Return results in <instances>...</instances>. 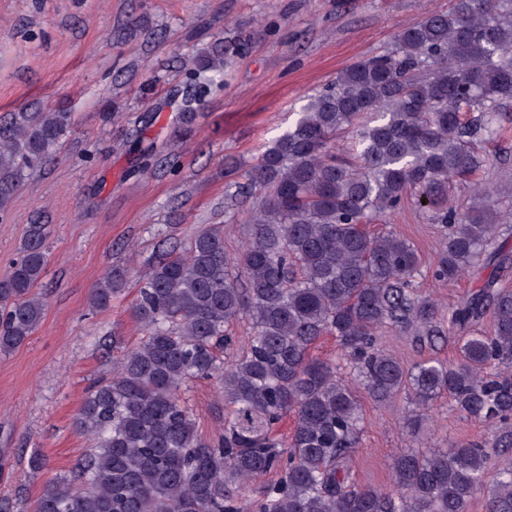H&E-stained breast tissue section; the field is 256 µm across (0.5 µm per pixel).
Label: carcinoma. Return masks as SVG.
Returning a JSON list of instances; mask_svg holds the SVG:
<instances>
[{"mask_svg":"<svg viewBox=\"0 0 512 512\" xmlns=\"http://www.w3.org/2000/svg\"><path fill=\"white\" fill-rule=\"evenodd\" d=\"M226 52L213 43L187 72L182 127ZM511 103L512 0H455L404 28L392 51L341 70L250 171L255 200L238 257L207 228L141 273L135 314L145 336L89 391L77 428L93 448L49 481L33 512H465L482 492L487 512H512V463L487 470L489 450L512 448V289L501 284L512 274V226L497 222L512 184L476 186L468 207L448 198L450 182L490 164L477 147L512 118ZM72 124L63 110L14 112L0 124V211L21 167L49 158ZM412 194L423 218L441 225L431 278L474 282L446 314L414 288V243L366 231ZM45 240L46 225H29L21 257L0 276V352L21 346L43 318L35 287ZM126 281L127 270H110L91 292L93 307L109 308ZM243 319L245 346L220 360ZM389 327L430 350L452 336L460 361L409 368L380 345ZM324 336L336 338L349 377L312 356ZM194 378L216 379L230 408L215 439L197 433L183 398ZM361 388L379 404L410 393L414 431L446 393L488 435L480 445L406 448L392 461L391 488L358 486ZM254 485L255 496L240 495Z\"/></svg>","mask_w":512,"mask_h":512,"instance_id":"cac0c4a2","label":"carcinoma"}]
</instances>
